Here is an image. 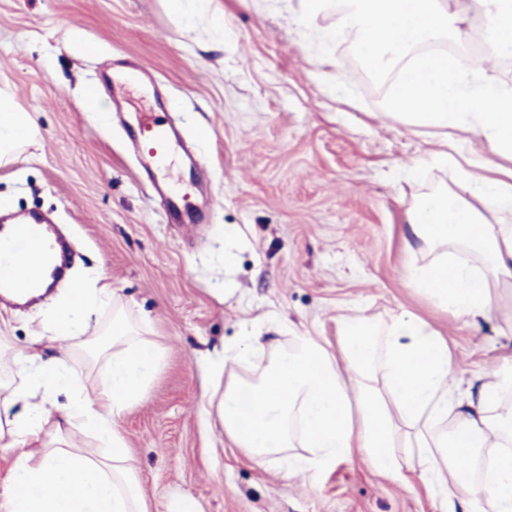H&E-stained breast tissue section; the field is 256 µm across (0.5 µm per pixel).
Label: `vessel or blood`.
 Returning <instances> with one entry per match:
<instances>
[{"instance_id": "vessel-or-blood-1", "label": "vessel or blood", "mask_w": 512, "mask_h": 512, "mask_svg": "<svg viewBox=\"0 0 512 512\" xmlns=\"http://www.w3.org/2000/svg\"><path fill=\"white\" fill-rule=\"evenodd\" d=\"M173 134V126L152 122L139 125L130 137L157 169L176 147ZM185 217L195 224L206 220L190 193H171L170 220ZM58 246L55 226L48 217L19 212L0 219V296L24 303L35 300L38 288L61 274L60 268L47 262L50 251Z\"/></svg>"}]
</instances>
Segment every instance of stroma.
<instances>
[{
  "instance_id": "obj_1",
  "label": "stroma",
  "mask_w": 512,
  "mask_h": 512,
  "mask_svg": "<svg viewBox=\"0 0 512 512\" xmlns=\"http://www.w3.org/2000/svg\"><path fill=\"white\" fill-rule=\"evenodd\" d=\"M209 9L223 34L187 25L165 0H0V83L41 134L0 168V200L53 212L73 275H103L164 349L120 420L156 507L188 494L200 512H440L419 473L398 484L355 453L317 478L287 476L206 423L203 355L245 336L278 340L277 321L334 352L339 315L406 310L447 340L461 391L512 367L502 319L464 325L409 279L406 213L454 174L433 163L406 180L436 137L380 118L394 76L362 74L348 43L319 45L326 19L302 20L288 0ZM167 117L198 162L159 178L209 203L205 223L167 221L128 145L127 128ZM44 310L0 305V336L29 346Z\"/></svg>"
}]
</instances>
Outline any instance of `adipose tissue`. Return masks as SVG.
I'll return each instance as SVG.
<instances>
[{
	"instance_id": "ef3b65f1",
	"label": "adipose tissue",
	"mask_w": 512,
	"mask_h": 512,
	"mask_svg": "<svg viewBox=\"0 0 512 512\" xmlns=\"http://www.w3.org/2000/svg\"><path fill=\"white\" fill-rule=\"evenodd\" d=\"M305 17L330 14L328 42L363 50L371 74L391 73L395 87L381 115L433 131L437 158L458 170L455 186L422 194L407 216L408 233L431 260L413 264L414 288L471 323L502 314L499 288L512 287V92L478 79L512 47V0H303ZM490 45L460 74L448 53L430 43L465 45L470 19ZM38 126L0 89V167L37 142ZM485 152L464 153L471 139ZM477 266H470L469 258ZM112 310L106 340L88 337L92 314ZM42 325L52 356L13 353L12 378L0 380V451L12 458L0 487V512H153L118 423L158 369L162 347L114 289L70 279L64 299ZM338 350L306 333L264 345L247 336L210 365L224 385L211 402L215 422L246 457L279 463L286 473H318L359 450L397 483L419 471L442 507L467 492L468 512H512V410L501 404L512 373L497 374L478 399L462 398L447 341L402 311L380 320L365 313L337 323ZM101 374L87 387L74 367L79 348ZM247 376H225L226 365ZM67 403H58L57 392ZM92 430L96 451L75 447L74 432ZM407 457L396 456L398 448ZM497 449L489 467L479 451Z\"/></svg>"
}]
</instances>
